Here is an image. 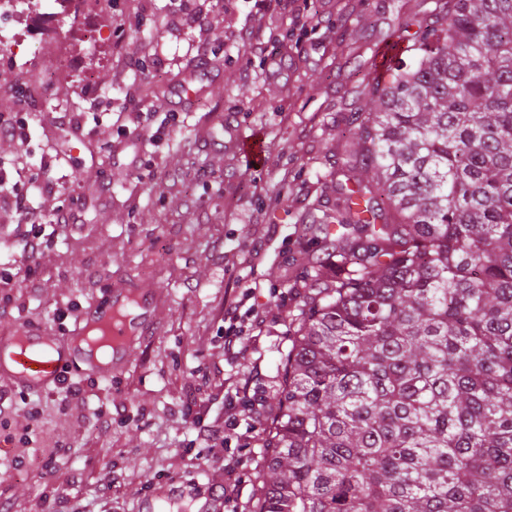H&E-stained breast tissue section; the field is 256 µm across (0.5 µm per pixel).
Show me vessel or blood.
<instances>
[{"label":"vessel or blood","mask_w":512,"mask_h":512,"mask_svg":"<svg viewBox=\"0 0 512 512\" xmlns=\"http://www.w3.org/2000/svg\"><path fill=\"white\" fill-rule=\"evenodd\" d=\"M229 145L254 167L265 161L258 133L229 132ZM165 302L128 282H117L108 304L83 310L71 330L50 336L44 328L23 326L0 332V380L29 392L60 387L66 372L106 378L119 372L130 352V339H141L153 328Z\"/></svg>","instance_id":"vessel-or-blood-1"}]
</instances>
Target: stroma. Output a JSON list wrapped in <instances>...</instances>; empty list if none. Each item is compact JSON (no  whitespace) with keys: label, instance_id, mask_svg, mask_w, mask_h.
Here are the masks:
<instances>
[{"label":"stroma","instance_id":"35a3bbf8","mask_svg":"<svg viewBox=\"0 0 512 512\" xmlns=\"http://www.w3.org/2000/svg\"><path fill=\"white\" fill-rule=\"evenodd\" d=\"M425 0H21L0 17V114L22 113L24 140L0 139V175L47 214L74 224H21L0 206V327L59 333L115 281L159 291L155 334L118 378L68 375L62 391L0 383V512H199L224 487L247 512L275 401L280 350L298 302L301 253L323 252L301 224L314 204L335 207L329 172L342 162L338 132L366 99L353 69L379 75L381 32L422 18ZM265 30L279 68L247 55L234 36ZM205 54H198L199 44ZM165 93L144 97L142 71ZM263 133L254 169L225 143L228 126ZM261 182L264 195L253 192ZM42 245L21 256L27 233ZM245 258L242 268L233 267ZM252 281L259 319L248 346L224 356V304ZM237 373L255 391L224 400ZM235 428H224L225 418ZM67 478L66 491L43 466ZM112 474V496L98 490Z\"/></svg>","mask_w":512,"mask_h":512}]
</instances>
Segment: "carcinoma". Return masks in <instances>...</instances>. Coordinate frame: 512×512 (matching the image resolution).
I'll return each instance as SVG.
<instances>
[{"instance_id":"carcinoma-1","label":"carcinoma","mask_w":512,"mask_h":512,"mask_svg":"<svg viewBox=\"0 0 512 512\" xmlns=\"http://www.w3.org/2000/svg\"><path fill=\"white\" fill-rule=\"evenodd\" d=\"M338 135L250 512H512V0H433Z\"/></svg>"}]
</instances>
